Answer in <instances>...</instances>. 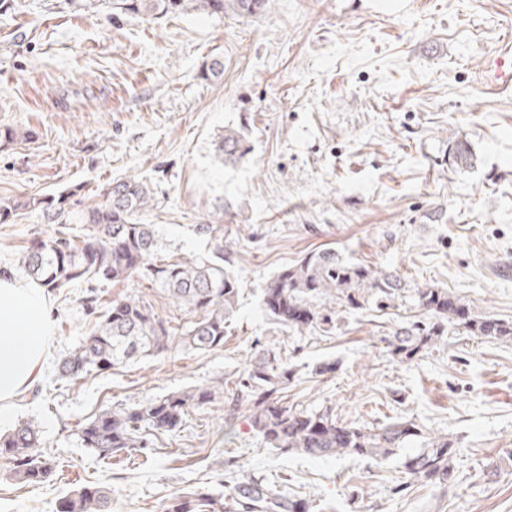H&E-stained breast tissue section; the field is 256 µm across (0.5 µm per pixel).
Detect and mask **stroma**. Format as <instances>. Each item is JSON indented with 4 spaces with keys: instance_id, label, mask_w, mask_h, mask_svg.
I'll return each mask as SVG.
<instances>
[{
    "instance_id": "obj_1",
    "label": "stroma",
    "mask_w": 512,
    "mask_h": 512,
    "mask_svg": "<svg viewBox=\"0 0 512 512\" xmlns=\"http://www.w3.org/2000/svg\"><path fill=\"white\" fill-rule=\"evenodd\" d=\"M512 32V0H274L243 18L190 11L152 19L70 0H12L0 11V200L80 190L101 200L136 177L153 196L144 223L168 248L197 250L190 227L224 207L235 238L237 309L223 348L179 347L72 383L49 369L41 397L24 395L0 432L31 421L56 478L22 486L0 458V512H58L81 485L112 489V512H161L173 494L225 477H250L322 512H512V341L452 326L421 357L391 353L392 333L424 313L423 285L448 289L473 312L512 320V91L475 76ZM224 76L200 78L207 57ZM243 129L248 156L214 157L212 141ZM466 141L474 164L451 166ZM52 231L24 210L0 223V269ZM326 247L403 276L394 306L343 314L329 334L274 323L267 282ZM140 296L171 324L183 308L146 281L111 284L103 301ZM81 289L50 297L52 350L61 357L91 330ZM293 373L290 406L334 409L372 428L398 418L448 435L457 453L441 485L407 484L397 462L309 458L266 448L239 417L225 435L218 408L189 412L146 453L100 459L80 423L103 409L232 378L266 351ZM333 363V371L315 367ZM223 457L224 472L210 464Z\"/></svg>"
}]
</instances>
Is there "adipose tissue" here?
<instances>
[{
  "instance_id": "1",
  "label": "adipose tissue",
  "mask_w": 512,
  "mask_h": 512,
  "mask_svg": "<svg viewBox=\"0 0 512 512\" xmlns=\"http://www.w3.org/2000/svg\"><path fill=\"white\" fill-rule=\"evenodd\" d=\"M53 328V310L44 288L0 278V409L42 380Z\"/></svg>"
}]
</instances>
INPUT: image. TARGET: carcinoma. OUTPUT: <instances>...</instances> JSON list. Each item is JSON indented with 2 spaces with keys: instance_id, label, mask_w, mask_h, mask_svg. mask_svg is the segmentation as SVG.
I'll use <instances>...</instances> for the list:
<instances>
[{
  "instance_id": "1",
  "label": "carcinoma",
  "mask_w": 512,
  "mask_h": 512,
  "mask_svg": "<svg viewBox=\"0 0 512 512\" xmlns=\"http://www.w3.org/2000/svg\"><path fill=\"white\" fill-rule=\"evenodd\" d=\"M273 0H112V9L154 19L192 10L210 14L228 12L242 17L267 15ZM205 80L224 75V59L211 57L202 65ZM216 156L236 164L250 152L243 130L226 129L213 142ZM474 161L468 143L458 141L452 149V164L470 167ZM147 184L136 179L112 185L106 198L82 206L76 192L30 197L0 203V223L17 213L39 210L54 233L37 240L21 252L16 269L39 282L49 293L88 285L81 298L96 324L71 351L59 359L60 379L68 382L94 373H106L137 358L163 353L172 346L208 352L224 347L230 318L236 311L239 279L232 270L234 251L224 240V209L207 224H195L194 235L208 250L201 253H163L162 235L156 224L141 222L151 207ZM80 211H75V208ZM82 225L73 235L68 222ZM145 280L162 289L183 308L188 321L179 329L160 317L136 295L112 300L101 307L94 285ZM402 277L345 259L334 248L303 256L282 269L263 289L262 304L274 322L300 333H328L336 328L338 308H361L373 299L390 307L404 288ZM418 307L427 322H414L393 334L392 352L403 361L434 347L458 324L475 336L512 340V321L473 314L445 288L426 286L415 290ZM291 369L268 351L239 374L229 398L225 381L172 391L119 410L106 409L83 423L78 437L83 447L106 459L121 450L150 447L147 435L175 432L188 412L227 402L224 427L232 428L240 411L247 413L251 427L263 443L280 453L313 458L347 455L386 461L398 458L411 482L442 484L450 478L455 442L447 435H425L412 422L397 420L376 429L357 427L336 418L332 408H293L283 398ZM39 427L17 424L0 435V454L13 462V478L24 485L53 480L55 465L42 454ZM413 452L406 453L404 449ZM304 499L288 498L275 487L258 480L237 484L224 495L208 486L194 487L172 495L162 512H311ZM59 512H112V490L106 485L82 486L59 502Z\"/></svg>"
}]
</instances>
